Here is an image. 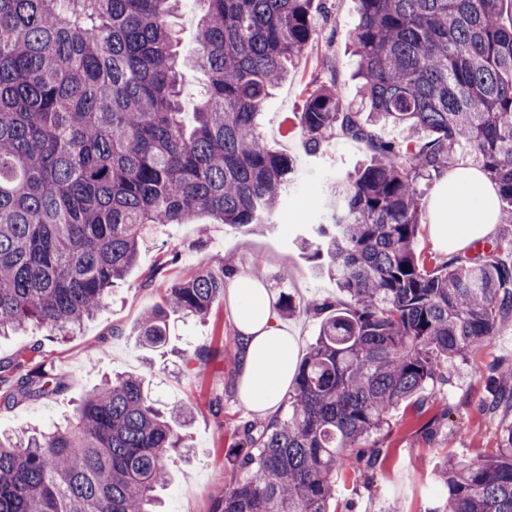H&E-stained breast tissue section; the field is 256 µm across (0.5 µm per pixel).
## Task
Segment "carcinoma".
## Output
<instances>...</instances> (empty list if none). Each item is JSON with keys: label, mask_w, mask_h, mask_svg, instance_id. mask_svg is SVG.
Listing matches in <instances>:
<instances>
[{"label": "carcinoma", "mask_w": 512, "mask_h": 512, "mask_svg": "<svg viewBox=\"0 0 512 512\" xmlns=\"http://www.w3.org/2000/svg\"><path fill=\"white\" fill-rule=\"evenodd\" d=\"M180 0H0V336L40 325L66 336L101 309L166 224L206 215L249 227L275 216L294 161L257 117L308 48L315 0H201L189 64L207 84L182 109ZM506 0H358L351 35L361 106L320 85L298 113L309 153L336 131L370 158L333 184L326 223L305 248L345 296L324 315L288 391V411L236 431L235 478L210 512H330L336 475L375 467L391 410L443 378L512 320V261L414 249L418 184L466 146L512 216V20ZM404 127L401 143L379 126ZM232 269L167 289L138 325L167 341L170 317L207 315ZM36 344L0 361V406L64 381ZM500 367L482 406L512 403ZM185 405L164 413L140 375L96 387L64 423L0 432V512H156L170 463L191 448ZM430 512H512V425L481 460L447 457Z\"/></svg>", "instance_id": "1"}]
</instances>
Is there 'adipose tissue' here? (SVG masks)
<instances>
[{
    "mask_svg": "<svg viewBox=\"0 0 512 512\" xmlns=\"http://www.w3.org/2000/svg\"><path fill=\"white\" fill-rule=\"evenodd\" d=\"M498 217L497 189L473 166L455 167L431 198V234L452 252L490 238ZM229 295L241 346L240 397L263 415L278 407L292 382L297 338L279 319L272 294L260 280L236 276Z\"/></svg>",
    "mask_w": 512,
    "mask_h": 512,
    "instance_id": "obj_1",
    "label": "adipose tissue"
}]
</instances>
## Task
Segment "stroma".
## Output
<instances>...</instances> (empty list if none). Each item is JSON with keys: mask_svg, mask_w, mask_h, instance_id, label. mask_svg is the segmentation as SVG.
<instances>
[{"mask_svg": "<svg viewBox=\"0 0 512 512\" xmlns=\"http://www.w3.org/2000/svg\"><path fill=\"white\" fill-rule=\"evenodd\" d=\"M315 3L314 40L258 118L269 146L295 161L292 183L273 222L239 228L202 216L188 224L163 226L142 246L136 264L113 288L104 308L72 334L61 339L30 327L0 337L2 361L42 343L47 362L66 384L60 394L0 408V431L21 423L42 428L72 415L106 375H142L159 404L186 403L192 410L187 433L193 456L190 463L174 466L172 480L162 491L165 512H209L223 494L237 427L252 416L239 395L238 331L231 302L221 301L201 319L172 318L167 343L158 348L140 342L137 325L161 303L173 281L226 263L236 274L263 279L276 299L286 294L300 304L342 301L335 283L320 274L298 239L320 222L330 184L364 164L369 151L361 141L336 135L319 154L310 155L293 123L309 92L323 84L336 85L349 103L359 104L357 59L349 48L357 2ZM198 348L207 349L209 357L196 376H186L181 355ZM507 365H512V325L499 328L469 360L451 367L446 381L391 412L390 425L379 438L387 450L385 459L357 476L342 472L336 512H428L439 487L441 460L492 453L503 425L512 424V408L487 411L480 405L488 375Z\"/></svg>", "mask_w": 512, "mask_h": 512, "instance_id": "1", "label": "stroma"}]
</instances>
